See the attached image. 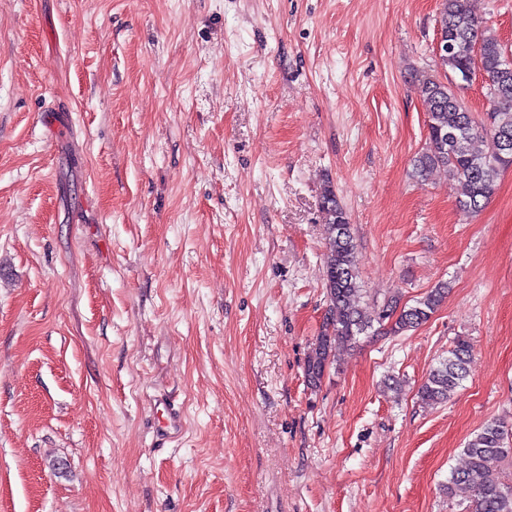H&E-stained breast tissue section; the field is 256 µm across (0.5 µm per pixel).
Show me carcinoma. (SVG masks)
Instances as JSON below:
<instances>
[{"mask_svg": "<svg viewBox=\"0 0 512 512\" xmlns=\"http://www.w3.org/2000/svg\"><path fill=\"white\" fill-rule=\"evenodd\" d=\"M437 25L447 43L439 56L441 68L456 78L471 69L481 71L488 79L489 109L479 119L455 93L453 84L440 81L438 72L421 75L418 91L427 107L428 136L413 160V174L423 181L431 170L447 169L448 176L463 187L460 206L477 213L495 193L501 172L512 167V69H504L505 48L486 34L466 0H442ZM321 211L328 316L307 358L305 375L311 386L321 382L337 350L352 345L373 324L388 325L393 335L414 330L431 318L451 290L450 282L441 281L412 305L401 308L398 299L391 297L373 314H366L351 225L329 185L323 189ZM471 355L470 341L458 337L448 357L430 370L419 387V399L427 405L447 402L468 378ZM463 452L466 464L450 474L448 497L465 490L471 495L472 512H512V480L495 475L502 463L512 461V426L486 422L472 434Z\"/></svg>", "mask_w": 512, "mask_h": 512, "instance_id": "1", "label": "carcinoma"}]
</instances>
